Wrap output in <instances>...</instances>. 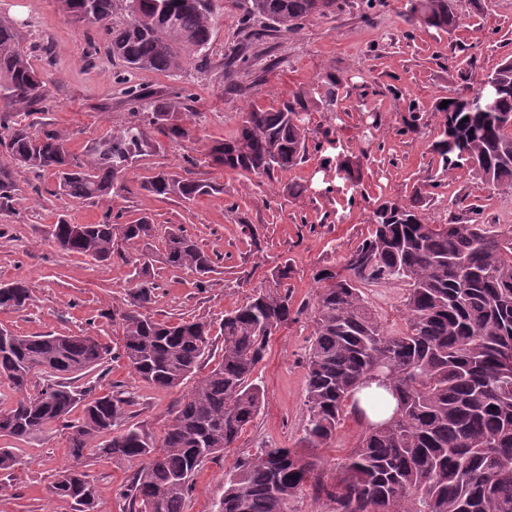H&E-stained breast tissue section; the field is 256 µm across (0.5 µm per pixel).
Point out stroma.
Wrapping results in <instances>:
<instances>
[{
    "instance_id": "obj_1",
    "label": "stroma",
    "mask_w": 512,
    "mask_h": 512,
    "mask_svg": "<svg viewBox=\"0 0 512 512\" xmlns=\"http://www.w3.org/2000/svg\"><path fill=\"white\" fill-rule=\"evenodd\" d=\"M453 5L460 25L447 33L411 23L408 0H378L370 11L362 0H341L334 15L312 18L291 32L270 30L254 40L241 29L236 0H217L214 56L235 45L252 61L249 71L229 74L216 63L205 72L191 67L176 73L132 71L106 54L89 55L84 28L61 12L57 0H0V16L21 24L23 48L48 91L45 111L23 116V123L49 125L68 139L73 154L83 155L94 140L132 121L126 91L133 86L150 101L188 92L178 117L193 132L178 144L154 137L149 152L126 175L129 191L99 203L59 195L48 174L20 178L13 213L0 214V283L23 280L32 297L25 308L0 313V327L29 336L85 333L116 344L121 330L112 312L125 303L134 267L117 258L102 265L58 249L51 231L62 218L93 224L109 211L128 221L146 217L161 230L182 227L213 255L214 270L204 288L190 271L158 266L159 287L148 310L161 321L200 318L219 327L225 311L270 285L275 266L293 267L288 294L299 316L273 336L255 371L265 405L235 447L201 465L183 512H214L224 477L239 459L270 445L297 447L307 418L313 273L341 267L349 249L371 231L372 213L382 201L408 199L417 187L431 223L476 217L512 228V188L484 184L464 170L443 172L431 149L439 120L435 101L471 91L476 78L512 58V0H453ZM330 87L336 90L332 111L318 104ZM298 92L316 102L311 120L321 143L305 162L270 180L206 166L203 146L234 132L242 112L279 106ZM343 159L359 165V187H351L339 172ZM190 167L216 185V193L184 202L139 187L155 172ZM294 184L307 185V192L290 196ZM246 224L256 228L257 241L243 234ZM366 293L382 325L400 329L404 286L383 283ZM75 384L99 394L131 393L130 416L156 437L191 390L187 383L169 392L155 390L116 357ZM0 447L14 449L19 459L10 476L0 475V512H74L71 502L48 491L67 461L60 431L25 441L0 437ZM87 471L102 512H126L119 492L134 467L99 460Z\"/></svg>"
}]
</instances>
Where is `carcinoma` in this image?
Listing matches in <instances>:
<instances>
[{"label": "carcinoma", "instance_id": "1", "mask_svg": "<svg viewBox=\"0 0 512 512\" xmlns=\"http://www.w3.org/2000/svg\"><path fill=\"white\" fill-rule=\"evenodd\" d=\"M409 17L448 32L458 27L452 0H408ZM241 26L258 39L269 28L293 31L310 17L336 13L338 0H240ZM71 21L89 13L82 27L89 44L135 70L173 72L211 64L218 16L214 0H58ZM127 11L117 26L113 17ZM23 33L0 18V110L39 112L47 89ZM224 69L250 67L232 46ZM498 109L488 111L469 95L450 98L440 114L432 150L445 172L468 169L486 184L512 188V60L488 75ZM179 102L155 100L151 111L98 139L86 158H75L68 139L47 128L13 129L0 139V212L12 209L18 177L52 174L62 194L93 203L130 192L128 167L146 152L152 131L179 143L190 129L174 114ZM311 110L301 92L277 108L253 107L236 131L204 148L208 163L226 172L272 177L298 165L309 153ZM140 189L162 198L192 201L216 187L193 176L159 171ZM421 194L387 201L373 212L374 230L343 257L341 270L314 274L320 284L313 340L306 361L308 416L297 448H262L237 461L224 478L215 512H292L308 488L325 498L330 512H512V229L477 221L432 224L420 211ZM156 226L149 218L124 222L106 215L97 224L60 220L57 248L108 262L119 255L135 265L134 285L121 320L118 357L158 391L194 379L176 416L160 438L129 422L130 400L92 394L69 380L101 366L112 348L97 337L17 335L3 327L9 348L0 349V381L14 394L0 409V437L30 439L54 427L65 435L69 462L54 475L52 496L76 512H101L98 491L86 467L93 460L136 467L122 493L129 512H181L200 466L232 447L264 403L254 373L272 336L294 320L284 282L292 267L271 272L272 285L226 312L221 358L203 375L210 355V325L196 319L159 321L147 313L156 273L147 251ZM162 262L199 275L207 284L214 259L181 228L164 237ZM396 282L406 287L404 327L388 332L368 305L365 288ZM32 290L21 281L0 284V309L19 310ZM43 381L35 380V374ZM373 382L396 400L392 414L368 419L354 399ZM352 415L363 427L356 448L327 480L316 453L335 439Z\"/></svg>", "mask_w": 512, "mask_h": 512}]
</instances>
